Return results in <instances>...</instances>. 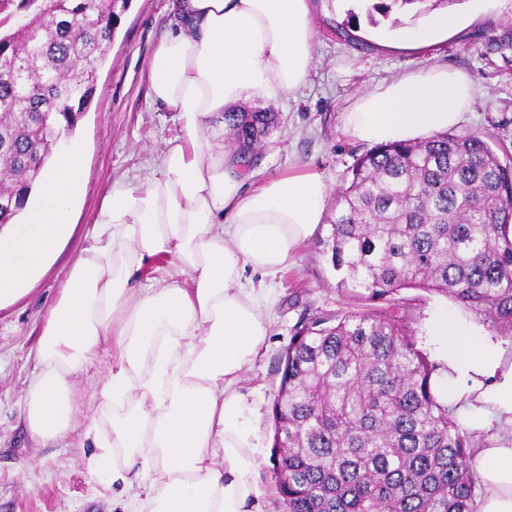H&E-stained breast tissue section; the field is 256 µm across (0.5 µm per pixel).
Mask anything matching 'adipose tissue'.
Listing matches in <instances>:
<instances>
[{
    "label": "adipose tissue",
    "instance_id": "ef3b65f1",
    "mask_svg": "<svg viewBox=\"0 0 512 512\" xmlns=\"http://www.w3.org/2000/svg\"><path fill=\"white\" fill-rule=\"evenodd\" d=\"M181 22L149 61L152 97L178 112L184 139L168 143L143 183L108 191L93 241L50 306L37 371L24 395L26 426L42 443L68 435L74 382L107 337L112 365L102 409L85 438L104 487L126 489L120 512H255V431L238 383L268 335L271 303L253 274L276 278L324 222L319 173L243 171L206 132L230 104L278 97L305 83L316 30L310 0H173ZM461 25L445 9L392 36L421 50ZM478 94L465 72L433 65L361 93L344 133L369 144L425 139L460 124ZM84 146L66 142L17 224L0 226V309L24 297L70 238ZM169 257L162 287L136 282ZM428 335L435 398L473 438L477 512H512V341L477 332L456 309Z\"/></svg>",
    "mask_w": 512,
    "mask_h": 512
}]
</instances>
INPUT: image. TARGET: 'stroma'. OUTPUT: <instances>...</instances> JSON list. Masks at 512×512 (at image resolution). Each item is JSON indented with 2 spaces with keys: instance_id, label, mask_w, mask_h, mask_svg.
I'll use <instances>...</instances> for the list:
<instances>
[{
  "instance_id": "1",
  "label": "stroma",
  "mask_w": 512,
  "mask_h": 512,
  "mask_svg": "<svg viewBox=\"0 0 512 512\" xmlns=\"http://www.w3.org/2000/svg\"><path fill=\"white\" fill-rule=\"evenodd\" d=\"M169 4L170 0H130L121 13L98 67L93 98L75 130L85 143L87 164L72 217L73 235L31 291L0 310V512H112V493L94 482L88 451L81 443L100 404L98 389L112 365L113 341H106L94 364L77 377L75 424L63 440L45 445L29 434L24 393L35 372L47 310L73 262L91 242L104 195L148 177L167 141L182 133L177 113L159 108L150 95L149 60L164 32L179 23ZM314 4V66L305 84L290 97L254 95L242 102L245 108L279 117L278 128L257 156L258 170L275 175L306 165L330 187H338L356 157L370 150L369 144L352 140L342 130L343 114L357 94L436 64L467 72L480 89L454 134H489L500 160L512 161V0H454L461 28L421 51L392 50L374 40L380 30L417 26L410 13L396 11L373 23L366 0ZM339 23L349 30V39L333 34ZM330 232V224H323L296 264L277 279L276 301L266 313V343L240 382L259 442L257 480L264 492L263 512H283L276 489L272 406L280 383L278 361L297 325L374 307L364 290L347 293L337 288L321 246ZM451 304L446 296L418 293L412 327L416 347L424 355L432 353L431 317Z\"/></svg>"
}]
</instances>
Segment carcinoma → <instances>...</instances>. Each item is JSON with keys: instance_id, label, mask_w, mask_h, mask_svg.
Here are the masks:
<instances>
[{"instance_id": "carcinoma-1", "label": "carcinoma", "mask_w": 512, "mask_h": 512, "mask_svg": "<svg viewBox=\"0 0 512 512\" xmlns=\"http://www.w3.org/2000/svg\"><path fill=\"white\" fill-rule=\"evenodd\" d=\"M128 0H0V225L11 224L95 90ZM455 0H375L368 16ZM81 21L72 27V18ZM234 153L254 152L277 114L225 110ZM326 254L336 287L377 308L302 322L282 354L272 407L284 512H475V443L431 392L412 299L449 297L512 337V167L489 136L441 132L356 159L336 191Z\"/></svg>"}]
</instances>
